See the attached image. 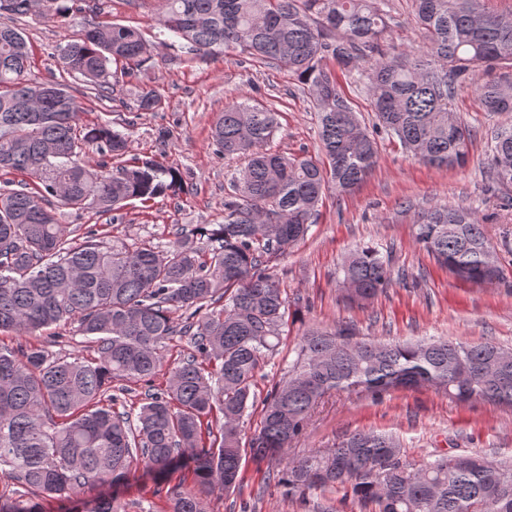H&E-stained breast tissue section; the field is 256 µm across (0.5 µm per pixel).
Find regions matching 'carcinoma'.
I'll return each instance as SVG.
<instances>
[{"label":"carcinoma","mask_w":512,"mask_h":512,"mask_svg":"<svg viewBox=\"0 0 512 512\" xmlns=\"http://www.w3.org/2000/svg\"><path fill=\"white\" fill-rule=\"evenodd\" d=\"M36 0H0L16 20ZM155 38L178 40L205 57L238 52L257 64L280 63L307 87L318 114L321 158L267 149L276 113L232 102L216 113L218 151L245 159L224 201V223L197 224L189 240L162 247L150 240L106 243L95 231L61 224L56 211H118L183 192L179 167L151 156L124 160L133 123L79 122L80 105L63 81L28 78L29 47L18 27L0 23V170L31 182L0 191V332L31 335L77 325L96 356L69 360L43 346L0 348V472L18 489L6 512H41L40 500L126 481L142 466L165 477L184 455L194 482L170 493L169 512H204L207 499L242 483V461L273 459L304 433L327 395L361 390L374 399L399 388L443 386L455 403L512 409V351L492 341H353L349 328L310 327L296 360L267 393L258 432L242 447L241 423L253 406L254 379L276 347L288 311L269 263L316 223L328 189L352 194L371 173L377 137L398 139L428 165L466 164L471 132L455 115L458 89L470 72L512 69V13L490 14L483 0H414L427 41L423 64L413 53L388 54L387 0H162ZM66 74L83 77L99 100L150 61L142 32L92 23L60 48ZM330 58L331 69L322 64ZM362 71L373 131L362 125L339 74ZM485 112H512V80L477 85ZM154 112L163 96L136 94ZM107 152L115 171L91 164ZM488 190L512 188V127L497 129ZM415 240L455 279L492 285L489 242L471 207L435 205L418 213ZM345 299L365 305L394 282L389 259L374 248L350 253L341 268ZM188 336L196 354L169 370L166 389L147 395L136 416L112 410V383L149 382L163 367L162 344ZM220 426L205 424L213 412ZM214 447L197 449L203 433ZM396 437L373 431L343 436L327 451L288 459L277 473L294 497L332 487L361 512H512V464L441 456L420 468L403 461ZM87 512H118L100 493Z\"/></svg>","instance_id":"1"}]
</instances>
